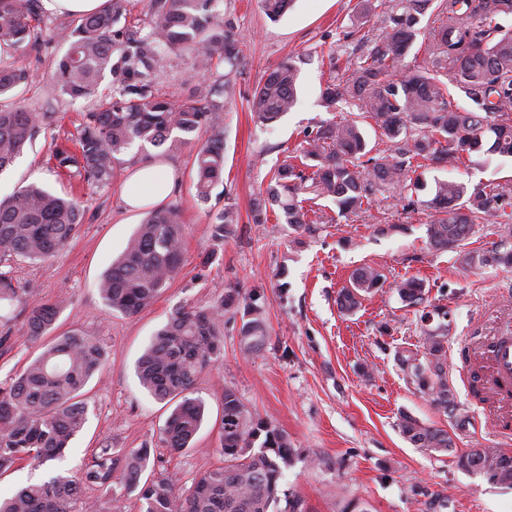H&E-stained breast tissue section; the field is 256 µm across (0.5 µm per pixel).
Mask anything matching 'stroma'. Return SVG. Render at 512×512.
<instances>
[{"label": "stroma", "instance_id": "1", "mask_svg": "<svg viewBox=\"0 0 512 512\" xmlns=\"http://www.w3.org/2000/svg\"><path fill=\"white\" fill-rule=\"evenodd\" d=\"M218 11L233 21L242 50L234 71L218 64L210 77L214 83L228 78L235 85L224 110V182L213 189L208 203H200L191 178L192 147L159 158L175 179L163 202L180 210L183 261L153 305L134 316L105 306L97 283L144 217L128 210L121 197L126 176L142 163L141 152L131 149L123 178L106 187L59 174L49 160L53 142L74 138L85 113L116 94L122 76H107L91 99L51 96L55 63L67 50L60 32L73 18L50 10L41 16L37 48L22 53L0 48V66L18 60L31 75L15 97L0 98V108L23 106L55 115L32 147L0 174V199L37 183L81 197L85 204L79 232L63 251L45 261L11 259L4 267L29 299L67 296L59 331L82 330L110 353L87 386L88 421L65 459L41 467L20 464L0 476V495L78 473L103 446H150L156 470L191 484L224 463L217 451L218 430L224 389L231 386L246 409L287 434L295 455L280 488L300 495L308 512H336L340 494L367 502L370 512H433L444 497L451 502L446 512H512V489L462 471L455 458L459 451L499 445L488 417L489 396L473 395L468 383L474 371L488 377L486 356L475 344L462 349L460 340L512 332V269L465 266L455 252L430 249L426 206L435 180H458L472 188L492 183L504 190L499 223L512 225V157L477 152L455 168L425 163L423 189L406 197L392 187H376L364 211L343 215L332 200L318 199V222L310 233L285 224L248 223L250 200L267 186L271 168L323 122L342 120L341 112H327L321 104L332 75L328 54L365 52L374 23L361 0H293L275 21L264 14L259 0H220ZM287 59L299 66L297 102L278 123L262 126L252 117L249 99L268 71ZM193 66V54L169 55L155 72V89L176 103L190 98L196 87L188 79ZM228 196L235 198L241 219L235 233L219 243L211 240L207 225ZM364 265L382 270L389 283L423 279L429 304L449 312L448 382L470 417L468 428L453 435L455 452L414 447L397 428L403 412L430 427H451L447 413L416 391L397 360L399 351L420 342L415 308L405 306L389 284L368 295L355 314L342 313L336 304L338 290ZM235 290L264 293L269 339L261 353L245 355L239 322H225L224 356L194 385L195 396L205 403V421L190 448L170 453L159 438L172 407L140 386L137 360L175 308L205 305ZM0 336L8 339L0 347L3 380L40 348L27 342L24 316L16 307L0 308Z\"/></svg>", "mask_w": 512, "mask_h": 512}]
</instances>
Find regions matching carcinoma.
I'll use <instances>...</instances> for the list:
<instances>
[{
	"label": "carcinoma",
	"mask_w": 512,
	"mask_h": 512,
	"mask_svg": "<svg viewBox=\"0 0 512 512\" xmlns=\"http://www.w3.org/2000/svg\"><path fill=\"white\" fill-rule=\"evenodd\" d=\"M219 0H148V31L121 24L124 0H110L105 9L81 16L60 37L69 42L58 60L50 84L51 95L71 101L93 97L106 73L124 75L119 95L86 114L74 146L56 143L51 158L56 168L87 183L109 185L120 175L123 156L136 146H151L164 155L191 145L201 130L210 136L196 145L191 176L199 201L206 203L224 178L223 114L231 93L230 80L215 86L196 85L194 95L176 106L153 89L151 75L172 53L195 54L196 69L207 72L213 60L234 70L240 62L239 40L231 23L218 21ZM292 0H261L266 16L280 18ZM375 20L373 46L326 84L322 103L327 111L339 106L356 108L357 115L326 123L309 136L298 154L277 167L266 189L252 200L250 220L311 230L316 223L310 192L330 198L340 212L362 209L374 184L400 190L422 186L417 159L453 165L473 152L512 157V30L498 23L512 14V0H383ZM41 0H0V42L16 49L36 45L35 25ZM428 15L441 18L427 33L421 26ZM423 41H418V37ZM424 53L421 66L405 58L414 46ZM299 69L287 60L271 69L251 97L256 119L277 122L296 101ZM29 79L18 63L0 67V97L10 96ZM454 87L471 102L460 108L448 101ZM51 113L24 107L0 109V174L32 143ZM374 123L389 143L375 153L360 127ZM178 131L181 136L174 137ZM498 186L468 190L454 180L435 181L429 201L438 217L427 227L429 245L455 250L478 224H493ZM83 202L60 197L29 184L0 200V255L33 261L61 251L81 224ZM239 222L236 203L228 200L209 221L214 241L234 232ZM183 228L177 206L149 211L128 239L121 255L98 283L99 295L112 311L134 316L148 308L179 268ZM467 265H512V251L496 249L465 253ZM386 282L371 266H361L339 289L337 305L355 313L364 297ZM409 307L425 302L424 283L417 278L391 284ZM20 303L25 313L26 337L41 343V352L14 376L0 381V474L29 461L45 465L63 456L70 441L87 422L83 390L105 364L107 351L79 330L56 333V322L67 299L31 301L0 269V303ZM264 295L252 291L242 297L228 293L216 302L175 309L167 323L151 337L140 356L136 373L140 385L156 400L173 401L161 441L173 453L188 448L204 419V404L193 396L198 375L224 357V314L240 318V342L247 355L260 353L268 336L262 318ZM448 311L435 306L421 314L422 354L399 357L416 390L454 418L456 429L470 424L458 409L448 385ZM438 320L437 325L431 321ZM397 427L417 448L448 452L454 440L443 429L423 425L402 415ZM219 453L224 465L196 478L188 487L169 472L141 481L153 449L128 450L105 446L94 454L83 472L58 475L42 484L24 487L0 499V512H97L84 490L119 489L136 494L140 512H302V501L288 495V509L280 508L283 469L292 465L294 448L288 436L245 408L236 390L224 387V409L219 426ZM459 468L482 475L488 482L512 488V455L498 448H471L457 456ZM337 512H369L357 498L336 495Z\"/></svg>",
	"instance_id": "1"
}]
</instances>
